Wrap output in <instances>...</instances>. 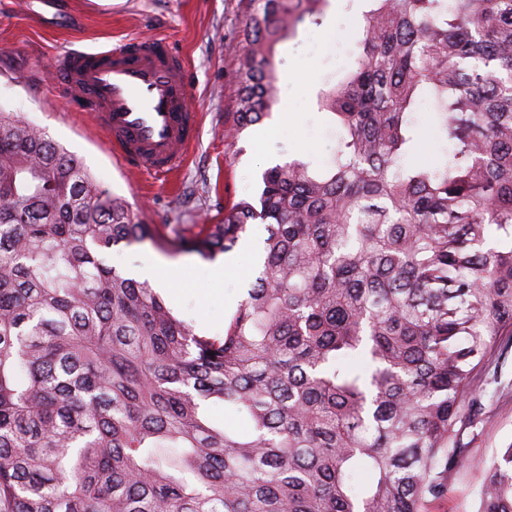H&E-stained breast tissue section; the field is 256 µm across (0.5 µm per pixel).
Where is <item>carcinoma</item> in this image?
I'll use <instances>...</instances> for the list:
<instances>
[{
  "instance_id": "obj_1",
  "label": "carcinoma",
  "mask_w": 512,
  "mask_h": 512,
  "mask_svg": "<svg viewBox=\"0 0 512 512\" xmlns=\"http://www.w3.org/2000/svg\"><path fill=\"white\" fill-rule=\"evenodd\" d=\"M320 106L331 161L169 236L0 110V512H426L462 468L477 372L512 336V0H365ZM330 0H246L230 136L279 100L276 48ZM435 113L444 158L415 114ZM266 225L256 277L198 332L101 257L213 260ZM246 418L240 433L211 406ZM477 512H512V448ZM416 119L424 138L428 143V149H422L421 159L428 161L434 154H443L448 151V144L444 140H437L434 136L433 114L427 107H423L416 114Z\"/></svg>"
}]
</instances>
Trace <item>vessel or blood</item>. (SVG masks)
I'll use <instances>...</instances> for the list:
<instances>
[{"instance_id":"vessel-or-blood-1","label":"vessel or blood","mask_w":512,"mask_h":512,"mask_svg":"<svg viewBox=\"0 0 512 512\" xmlns=\"http://www.w3.org/2000/svg\"><path fill=\"white\" fill-rule=\"evenodd\" d=\"M53 83L132 170L168 175L184 165L198 139L200 114L187 105V64L165 39L65 49L54 61Z\"/></svg>"}]
</instances>
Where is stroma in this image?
Here are the masks:
<instances>
[{
    "label": "stroma",
    "instance_id": "stroma-1",
    "mask_svg": "<svg viewBox=\"0 0 512 512\" xmlns=\"http://www.w3.org/2000/svg\"><path fill=\"white\" fill-rule=\"evenodd\" d=\"M349 0H331L322 26L300 29L277 48L280 101L271 119L225 138L235 110L237 60L228 44L242 26L244 0H59L58 9L35 17L24 0H0V108L17 113L48 138L79 157L96 181L124 197L146 224H214L243 197H257L261 174L270 166L302 158L327 164L336 128L319 107L328 75L352 62L359 35ZM131 36H163L188 62L192 101L201 109L200 134L185 165L173 176L154 177L117 162L104 134L70 107L50 82L54 54L74 44L101 47ZM253 224L233 250L236 266L225 268L188 253L145 242L106 253L108 264L133 273L155 265L160 292L199 331L220 335L255 276L253 249L265 237ZM503 355L478 372L471 409L461 430L467 468L448 476L446 497L429 512H476L484 468L492 456L512 447V336L499 340Z\"/></svg>",
    "mask_w": 512,
    "mask_h": 512
}]
</instances>
